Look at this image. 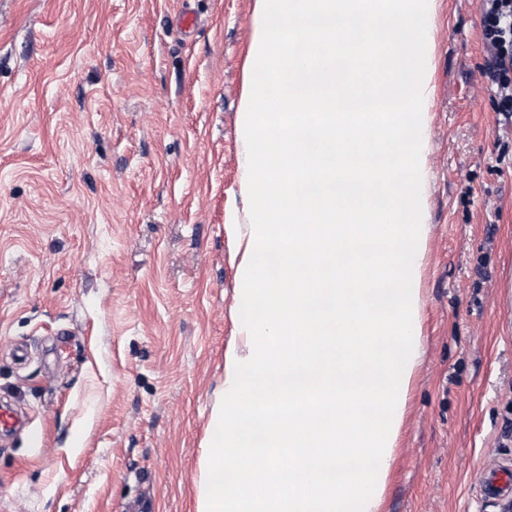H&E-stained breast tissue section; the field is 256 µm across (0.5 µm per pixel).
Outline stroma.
Instances as JSON below:
<instances>
[{
	"mask_svg": "<svg viewBox=\"0 0 512 512\" xmlns=\"http://www.w3.org/2000/svg\"><path fill=\"white\" fill-rule=\"evenodd\" d=\"M197 19L181 27L183 13ZM254 0H0V512H193L248 231ZM422 356L382 512H503L512 125L478 0L427 21ZM503 491L512 493V470L484 478L481 481V495L485 498L497 496Z\"/></svg>",
	"mask_w": 512,
	"mask_h": 512,
	"instance_id": "1",
	"label": "stroma"
}]
</instances>
